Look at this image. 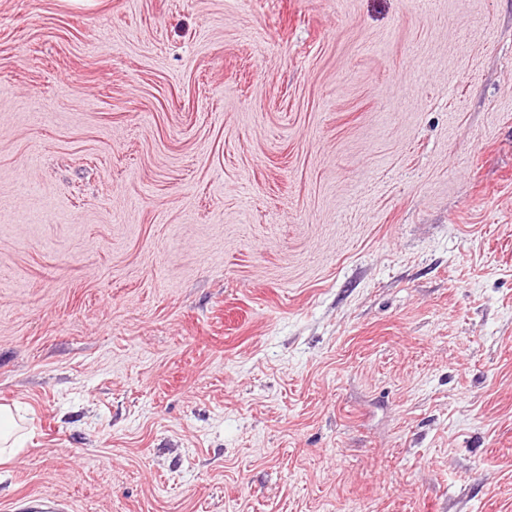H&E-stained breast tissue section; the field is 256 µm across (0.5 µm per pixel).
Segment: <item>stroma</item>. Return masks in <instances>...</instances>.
Listing matches in <instances>:
<instances>
[{
  "mask_svg": "<svg viewBox=\"0 0 512 512\" xmlns=\"http://www.w3.org/2000/svg\"><path fill=\"white\" fill-rule=\"evenodd\" d=\"M0 512H512V0H0ZM18 426L15 424L9 407H0V460H9L18 448Z\"/></svg>",
  "mask_w": 512,
  "mask_h": 512,
  "instance_id": "1",
  "label": "stroma"
}]
</instances>
